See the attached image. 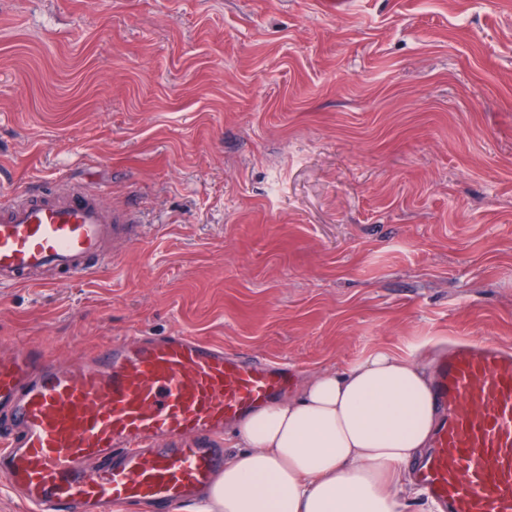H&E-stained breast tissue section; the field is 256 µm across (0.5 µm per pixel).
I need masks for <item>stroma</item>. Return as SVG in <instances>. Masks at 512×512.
<instances>
[{"instance_id":"35a3bbf8","label":"stroma","mask_w":512,"mask_h":512,"mask_svg":"<svg viewBox=\"0 0 512 512\" xmlns=\"http://www.w3.org/2000/svg\"><path fill=\"white\" fill-rule=\"evenodd\" d=\"M74 183L140 238L0 288L5 343L512 348V0H0V196Z\"/></svg>"}]
</instances>
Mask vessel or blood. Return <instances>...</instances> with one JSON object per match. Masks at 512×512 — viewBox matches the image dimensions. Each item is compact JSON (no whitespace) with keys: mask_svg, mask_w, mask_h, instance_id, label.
Instances as JSON below:
<instances>
[{"mask_svg":"<svg viewBox=\"0 0 512 512\" xmlns=\"http://www.w3.org/2000/svg\"><path fill=\"white\" fill-rule=\"evenodd\" d=\"M82 186L0 200V288L85 277L133 218ZM287 364L195 336H124L59 365L36 348L0 358V483L32 512H179L224 470V430L286 390ZM439 424L413 468L438 512H512V352L460 345L439 362Z\"/></svg>","mask_w":512,"mask_h":512,"instance_id":"1","label":"vessel or blood"}]
</instances>
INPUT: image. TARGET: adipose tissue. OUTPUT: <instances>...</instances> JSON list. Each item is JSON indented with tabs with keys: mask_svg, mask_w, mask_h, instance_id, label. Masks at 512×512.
I'll use <instances>...</instances> for the list:
<instances>
[{
	"mask_svg": "<svg viewBox=\"0 0 512 512\" xmlns=\"http://www.w3.org/2000/svg\"><path fill=\"white\" fill-rule=\"evenodd\" d=\"M432 385L386 347L312 374L236 423L237 451L187 512H400L403 465L433 439Z\"/></svg>",
	"mask_w": 512,
	"mask_h": 512,
	"instance_id": "1",
	"label": "adipose tissue"
}]
</instances>
